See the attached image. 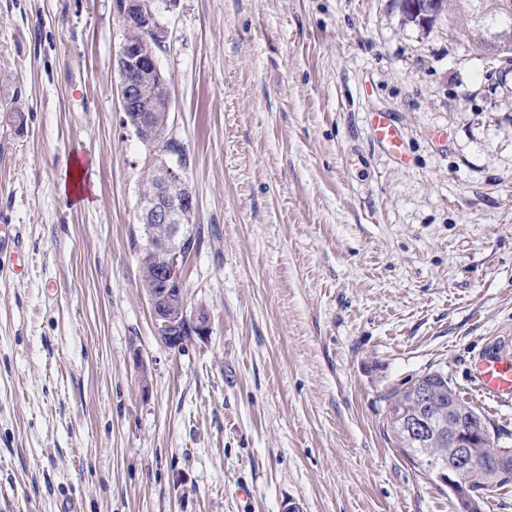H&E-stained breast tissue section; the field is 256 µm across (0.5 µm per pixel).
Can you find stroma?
<instances>
[{"label": "stroma", "mask_w": 512, "mask_h": 512, "mask_svg": "<svg viewBox=\"0 0 512 512\" xmlns=\"http://www.w3.org/2000/svg\"><path fill=\"white\" fill-rule=\"evenodd\" d=\"M152 8L210 333L166 346L141 286L115 0H0V225L29 258L0 274V512H456L385 397L440 371L512 433L470 386L512 351V68L400 0ZM372 130L376 139L396 155L402 153L403 142L400 129L386 112L372 116Z\"/></svg>", "instance_id": "35a3bbf8"}]
</instances>
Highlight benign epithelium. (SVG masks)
<instances>
[{
  "mask_svg": "<svg viewBox=\"0 0 512 512\" xmlns=\"http://www.w3.org/2000/svg\"><path fill=\"white\" fill-rule=\"evenodd\" d=\"M438 0H412L409 8L426 24L436 16ZM120 13L129 22L139 26L138 36L124 38L117 55L119 82L116 86L120 111L124 116L135 112L138 115L137 129L152 128L153 113L159 107L172 109L171 96L159 102L155 95L156 83L164 80L159 65V50L167 47V33L156 19L151 0H121ZM155 182L152 196L139 199L138 223L165 224L171 237L166 251L168 258H175L188 237L186 225L194 223L197 210L196 195L189 184L185 168L163 155L153 156L149 163ZM167 268L157 269L154 285L146 289L147 299L154 321L169 324L181 316L189 319L200 337L209 334V318L201 310H191L187 299H182L180 308L171 312L165 288L168 282ZM398 433L410 446H423L438 430V423L429 419L406 415L397 419ZM495 445L494 453L484 455L479 449ZM433 475L448 487L457 503V512H481V500L474 495L473 485L487 488L512 480V448L499 443L495 429L477 410H469L467 418L451 427L448 432V457L430 465Z\"/></svg>",
  "mask_w": 512,
  "mask_h": 512,
  "instance_id": "obj_1",
  "label": "benign epithelium"
}]
</instances>
